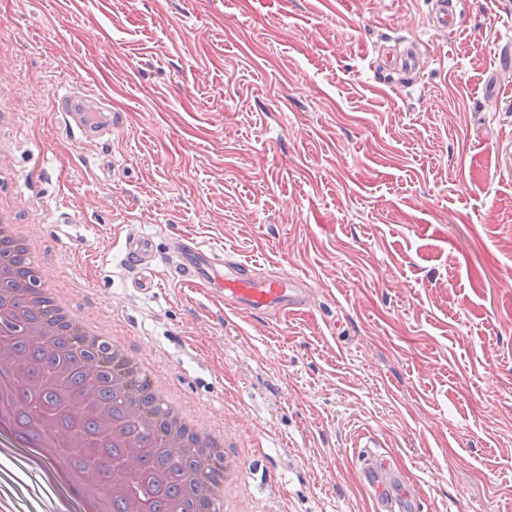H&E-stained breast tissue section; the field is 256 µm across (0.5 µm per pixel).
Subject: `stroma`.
<instances>
[{"label": "stroma", "instance_id": "obj_1", "mask_svg": "<svg viewBox=\"0 0 512 512\" xmlns=\"http://www.w3.org/2000/svg\"><path fill=\"white\" fill-rule=\"evenodd\" d=\"M430 8L0 0V190L48 278L226 424L250 512H375L362 433L426 512H512V0H461L447 32ZM401 40L426 65L383 77ZM87 87L119 120L79 143L54 101ZM144 234L149 292L116 261ZM176 234L304 280L308 306L226 311Z\"/></svg>", "mask_w": 512, "mask_h": 512}]
</instances>
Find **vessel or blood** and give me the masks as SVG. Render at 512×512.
I'll return each mask as SVG.
<instances>
[{
	"label": "vessel or blood",
	"mask_w": 512,
	"mask_h": 512,
	"mask_svg": "<svg viewBox=\"0 0 512 512\" xmlns=\"http://www.w3.org/2000/svg\"><path fill=\"white\" fill-rule=\"evenodd\" d=\"M459 0H433L429 13L430 26L438 31L450 29L457 19ZM385 71L409 76L420 68L414 44L389 50L383 63ZM57 110L66 126L78 135L79 141L110 133L117 122L112 111L103 108L102 99L91 91L63 92L56 99ZM171 248L187 271V284L204 288L242 314H274L285 316L302 310L308 304L301 283L280 272L256 273L249 265L226 262L221 251L186 235L171 239ZM155 255L154 238L144 235L127 239L124 260L134 272V287L150 290L154 280L150 271ZM360 462L362 474L372 489L377 512H423L422 503L405 487L398 470L372 453H364Z\"/></svg>",
	"instance_id": "obj_1"
}]
</instances>
